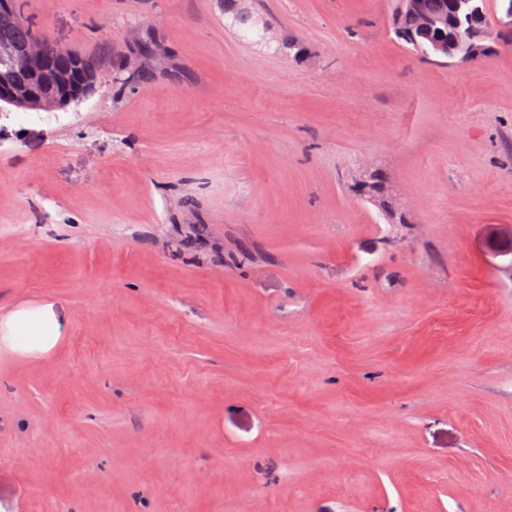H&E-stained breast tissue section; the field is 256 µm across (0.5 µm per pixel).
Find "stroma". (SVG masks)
Masks as SVG:
<instances>
[{"label": "stroma", "mask_w": 512, "mask_h": 512, "mask_svg": "<svg viewBox=\"0 0 512 512\" xmlns=\"http://www.w3.org/2000/svg\"><path fill=\"white\" fill-rule=\"evenodd\" d=\"M17 3L106 66L0 114V512H512L498 0L475 67L397 0ZM10 336H5L12 350L22 352L46 351L58 339L57 325L39 311H17L9 316Z\"/></svg>", "instance_id": "35a3bbf8"}]
</instances>
